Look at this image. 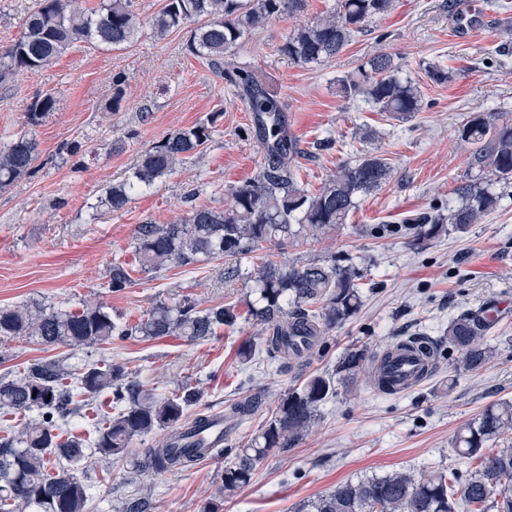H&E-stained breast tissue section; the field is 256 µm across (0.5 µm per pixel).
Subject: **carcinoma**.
I'll list each match as a JSON object with an SVG mask.
<instances>
[{
  "mask_svg": "<svg viewBox=\"0 0 512 512\" xmlns=\"http://www.w3.org/2000/svg\"><path fill=\"white\" fill-rule=\"evenodd\" d=\"M307 0H164L152 19L160 36L188 23L192 52L223 69L224 80L249 111L262 151L256 175L231 193L227 207L218 210L193 204L186 215L169 224H138L134 229L136 260L147 271L196 266L227 259L220 279L241 276L242 262L261 242L282 245L301 239L319 240L339 231L358 198L380 190L393 167L378 153H365L340 164L321 187L310 192L298 181V158L305 155L299 141L288 135L283 106L248 66L223 64L245 35L266 22L304 12ZM394 0H337L336 7L293 28L279 53L293 64L321 63L341 53L352 38L375 19L389 13ZM138 18L131 0H100L89 11L81 0H41L23 19L18 38L0 52V84L24 70H39L60 58L75 42L120 50L136 39ZM349 96L362 95L378 112L409 120L422 109L420 85L398 76L392 56L378 52L358 66V77L340 80ZM56 105L54 94L36 96L28 122L35 125ZM469 145L468 172L452 192L448 212L437 210L407 220L406 244L415 249L449 231L465 233L494 212L502 189L512 184V123L492 112L471 115L460 129ZM204 123L169 133L144 151L132 176L106 192L104 204L122 209L130 195L151 187L173 172L177 162L199 152L209 140ZM38 158V143L24 133L0 151V188L27 174ZM360 268L330 255L308 260L268 259L248 273L255 298L248 315L260 327V350L286 368L304 365L323 336L354 317L361 306ZM132 282L128 263L115 261L108 287L121 292ZM238 304L202 307L194 301L156 302L133 324L112 318L101 303H86L77 312L41 305L0 308V343L23 337L42 347L72 350L102 346L112 340H151L174 336L198 343L238 323ZM497 319L487 310H464L448 323V330L432 342L459 354L470 370L493 358L487 343ZM365 353H346L336 375L306 377L288 390L264 425L235 449L236 461L224 469L217 487L219 500L233 496L252 480L256 463L275 451L294 447L315 423L322 403L337 393L336 376L353 379ZM111 398L115 414L106 416L89 442L78 435L62 437L74 414L75 398ZM199 392L177 390L158 396L123 362L101 360L67 368L58 360L31 365L19 375L0 378V409L17 414L37 412L21 436L0 438V512H87L91 494L77 476L94 449L105 458L128 454L134 441L164 431L160 445L148 448L139 471L192 469L202 456H224V441L205 448L187 441L192 432L209 425V415L189 414ZM260 406L256 395L229 405L225 420L240 425ZM512 433V402L487 405L457 432L454 445L468 462L469 473L429 471L418 475L395 471L346 481L294 509V512H512V448L485 449Z\"/></svg>",
  "mask_w": 512,
  "mask_h": 512,
  "instance_id": "carcinoma-1",
  "label": "carcinoma"
}]
</instances>
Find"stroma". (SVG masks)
I'll list each match as a JSON object with an SVG mask.
<instances>
[{
    "label": "stroma",
    "mask_w": 512,
    "mask_h": 512,
    "mask_svg": "<svg viewBox=\"0 0 512 512\" xmlns=\"http://www.w3.org/2000/svg\"><path fill=\"white\" fill-rule=\"evenodd\" d=\"M335 0H307L300 18L271 20L243 40L234 62L255 68L284 106L290 133L311 147L329 139L333 149L304 161L302 182L316 188L341 161L374 150L389 158L394 174L365 198L339 233L280 247L262 243L245 261L253 269L268 256L292 259L329 253L352 257L365 270L359 312L323 339L309 364L285 369L259 359L245 364L238 348L259 339L251 322L208 341L173 337L127 340L107 349L41 348L16 339L0 345V377L51 359L73 365L87 358L126 363L147 387L170 394L181 386L201 393L199 409L222 411L257 394L262 405L233 431V441L267 421L279 399L313 373L335 372L352 348L373 354L404 336L441 337L459 312L492 309L498 323L489 337L496 356L482 370L463 368L444 352L433 375L399 396L381 395L364 378L340 383L313 427L293 448L260 461L251 482L225 500L223 512H290L348 480L394 470H461L453 441L460 426L486 405L512 401V187L498 209L467 233L446 234L422 250L405 244L406 219L446 210L466 173L459 129L476 112L498 110L512 120V0H397L395 10L356 35L335 58L313 66L291 65L278 48L297 20L330 9ZM143 20L137 39L122 50L78 42L51 66L20 72L0 85V147L30 132L38 158L30 176L0 189V307L41 302L80 308L89 301L135 321L156 300L190 297L209 306L245 303L252 284L218 280L215 264L136 274L134 283L108 289L113 259L133 262L136 225L166 224L197 203L224 207L230 190L252 177L261 154L250 133L251 114L211 65L188 48L189 28L157 36L149 24L163 0H132ZM393 55L404 73L419 79L422 112L399 122L346 97L339 79L377 52ZM443 65L448 81L431 80L420 62ZM122 76L124 98L112 109L113 76ZM57 104L36 126L26 113L43 91ZM212 121L208 144L147 191L131 195L118 211L97 207L112 183L126 179L141 153L180 128ZM375 129L379 136L360 135ZM161 433L136 441L134 459L156 447ZM134 459L93 455L79 476L92 487L88 512H123L132 499L148 512H203L221 472L234 455L207 459L186 472L138 473Z\"/></svg>",
    "instance_id": "1"
}]
</instances>
